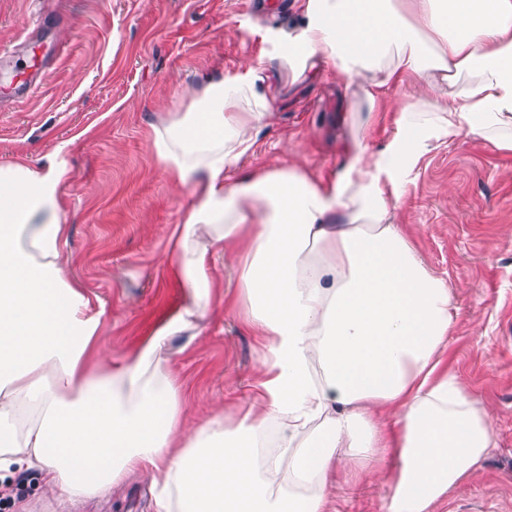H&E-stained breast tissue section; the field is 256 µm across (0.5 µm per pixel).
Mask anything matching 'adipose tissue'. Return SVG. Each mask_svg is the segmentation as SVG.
Here are the masks:
<instances>
[{"label": "adipose tissue", "instance_id": "obj_1", "mask_svg": "<svg viewBox=\"0 0 512 512\" xmlns=\"http://www.w3.org/2000/svg\"><path fill=\"white\" fill-rule=\"evenodd\" d=\"M278 51L295 75L316 57L359 88L348 159L328 180L296 164L228 179L267 103L255 71L206 81L153 137L193 196L169 257L181 303L122 364L62 260V164L0 165V471L73 499L142 470L155 512H329L335 481L386 468L384 512H432L489 455L491 411L443 364L451 292L396 211L434 141L512 151V0H305ZM395 83L410 100L375 150L367 116ZM226 251L266 340L260 380L245 410L193 426L161 351L203 335Z\"/></svg>", "mask_w": 512, "mask_h": 512}]
</instances>
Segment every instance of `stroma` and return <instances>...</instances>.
I'll list each match as a JSON object with an SVG mask.
<instances>
[{"label":"stroma","instance_id":"obj_1","mask_svg":"<svg viewBox=\"0 0 512 512\" xmlns=\"http://www.w3.org/2000/svg\"><path fill=\"white\" fill-rule=\"evenodd\" d=\"M0 0V165L64 161V258L105 315L100 343L120 362L178 306L166 264L170 236L193 202L175 189L153 149V128L185 113L210 79L252 64L270 109L251 151L229 170L301 165L336 174L351 139L356 94L332 64L310 61L293 80L276 40L300 27L301 0ZM40 31L50 61L22 102L9 91L21 49ZM405 86L389 87L370 138L384 146L400 119ZM399 220L458 308L446 364L491 410L490 455L435 512H512V152L482 138L440 139L405 184ZM207 331L173 358L191 423L246 405L262 341L228 306L229 258L215 259ZM26 476L0 480L6 512H153L150 481L130 476L102 497L29 493ZM387 474H363L330 491L334 512H383Z\"/></svg>","mask_w":512,"mask_h":512}]
</instances>
